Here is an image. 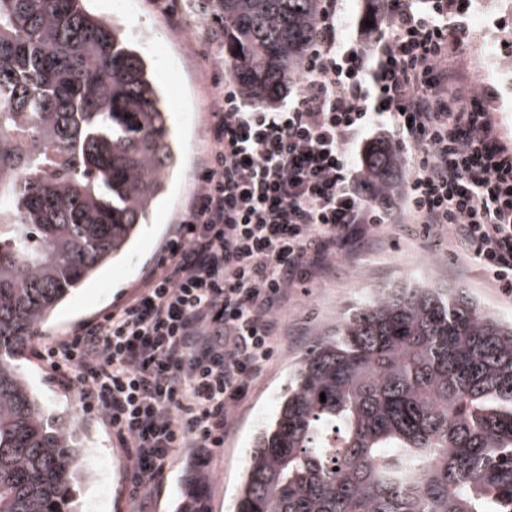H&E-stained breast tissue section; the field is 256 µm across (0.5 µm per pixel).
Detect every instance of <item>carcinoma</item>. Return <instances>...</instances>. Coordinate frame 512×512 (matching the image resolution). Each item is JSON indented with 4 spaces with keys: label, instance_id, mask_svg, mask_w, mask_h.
<instances>
[{
    "label": "carcinoma",
    "instance_id": "cac0c4a2",
    "mask_svg": "<svg viewBox=\"0 0 512 512\" xmlns=\"http://www.w3.org/2000/svg\"><path fill=\"white\" fill-rule=\"evenodd\" d=\"M256 104L296 76L317 0H219ZM167 99L86 0H0V512H77L88 473L22 352L123 254L167 190ZM387 147L367 161L397 188ZM326 400H320V394ZM237 512H512V321L463 288L382 289L313 341L248 456Z\"/></svg>",
    "mask_w": 512,
    "mask_h": 512
}]
</instances>
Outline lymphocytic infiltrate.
<instances>
[{
  "instance_id": "f902f5d3",
  "label": "lymphocytic infiltrate",
  "mask_w": 512,
  "mask_h": 512,
  "mask_svg": "<svg viewBox=\"0 0 512 512\" xmlns=\"http://www.w3.org/2000/svg\"><path fill=\"white\" fill-rule=\"evenodd\" d=\"M174 28L214 0H158ZM342 0H318L297 89L274 109L251 105L199 49L213 109L197 187L136 291L41 348L57 381L98 411L149 497L177 448H220L231 409L270 359L290 288L354 233L391 223L351 157L386 131L407 158L404 198L424 232L447 231L512 296V152L483 97L448 92V44L466 24L448 0H380L373 51L340 35Z\"/></svg>"
}]
</instances>
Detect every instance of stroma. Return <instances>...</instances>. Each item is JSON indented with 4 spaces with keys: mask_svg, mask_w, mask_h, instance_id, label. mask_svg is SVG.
<instances>
[{
    "mask_svg": "<svg viewBox=\"0 0 512 512\" xmlns=\"http://www.w3.org/2000/svg\"><path fill=\"white\" fill-rule=\"evenodd\" d=\"M89 7L97 15L124 23L127 36L151 61L167 93L166 123L178 140L180 163L167 193L129 252L71 294L38 327L34 346L25 350L22 363L39 399L55 413L74 416L82 427L81 458L90 476L79 491L80 512H140V500L129 494L125 455L102 418L83 408L75 389L53 378L35 350L125 300L158 258L193 192L211 100L196 54L194 29L168 27L151 0H89ZM466 47L462 41L449 48L451 84L478 90L487 86L505 95V87L496 79L480 76L466 65ZM416 280L464 288L500 318L512 320V297L495 288L472 260L458 254L446 236H425L420 225L410 223L406 212H398L395 223L386 225L372 241L355 240L338 249L315 274L291 289L280 315L273 354L237 404L234 425L223 447L201 454L190 448L174 449L164 477L153 487L151 512H179L185 474L191 468L200 477L204 512H235L253 441L273 417L305 350L348 307L377 289Z\"/></svg>",
    "mask_w": 512,
    "mask_h": 512,
    "instance_id": "35a3bbf8",
    "label": "stroma"
}]
</instances>
